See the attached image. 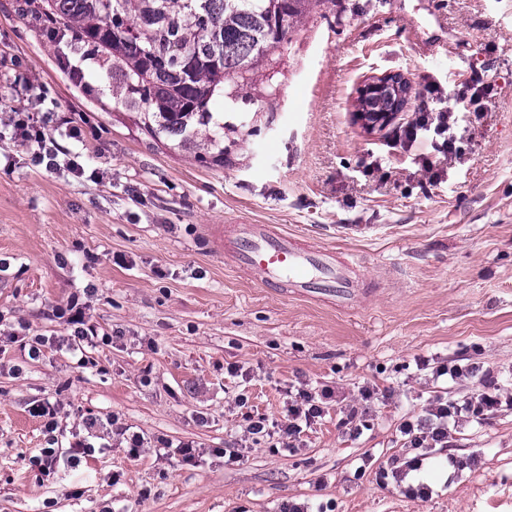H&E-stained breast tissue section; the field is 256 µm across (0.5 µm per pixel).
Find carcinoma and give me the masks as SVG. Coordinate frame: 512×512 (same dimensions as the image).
Masks as SVG:
<instances>
[{
    "instance_id": "carcinoma-1",
    "label": "carcinoma",
    "mask_w": 512,
    "mask_h": 512,
    "mask_svg": "<svg viewBox=\"0 0 512 512\" xmlns=\"http://www.w3.org/2000/svg\"><path fill=\"white\" fill-rule=\"evenodd\" d=\"M36 28L69 47L89 46L112 84V100L154 138L177 141L200 162L224 163L218 93L232 100L291 42L299 23L328 0H26ZM138 33H130V27ZM230 85V92H224ZM369 111L401 108L365 98Z\"/></svg>"
}]
</instances>
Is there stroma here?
<instances>
[{
	"label": "stroma",
	"mask_w": 512,
	"mask_h": 512,
	"mask_svg": "<svg viewBox=\"0 0 512 512\" xmlns=\"http://www.w3.org/2000/svg\"><path fill=\"white\" fill-rule=\"evenodd\" d=\"M273 68L232 110L213 99L237 128L223 165L203 164L114 106L97 58L60 57L19 0H0V512H512V408L460 424L452 452L475 463L447 485L425 469L428 500L377 476L404 453L403 420L480 387L433 378L416 358L472 351L512 390V0H330ZM476 70L495 102L456 109L462 155L429 182L426 143L406 151L396 135L436 108L427 83L450 90ZM384 73L406 77L411 97L368 131L358 91ZM16 111L43 117L57 169L31 165ZM68 118L82 141L61 130ZM234 223L354 258L352 301L251 282L214 241ZM74 296L100 333L80 359L52 343L65 333L52 311ZM27 334L51 339L39 359ZM298 380L334 391L304 448L245 438L246 414L281 418ZM366 384L392 397L354 438L337 422ZM42 401L59 406L63 461L48 476L26 463L47 445L31 414ZM113 415L194 442L195 460L106 435L93 454L75 448L87 420Z\"/></svg>",
	"instance_id": "35a3bbf8"
}]
</instances>
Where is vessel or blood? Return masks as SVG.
I'll return each instance as SVG.
<instances>
[{
  "mask_svg": "<svg viewBox=\"0 0 512 512\" xmlns=\"http://www.w3.org/2000/svg\"><path fill=\"white\" fill-rule=\"evenodd\" d=\"M220 245L240 271L267 288L285 281L300 293L329 288L346 300L358 286L354 261L337 260L326 249L306 248L299 239L272 232L264 224L222 236Z\"/></svg>",
  "mask_w": 512,
  "mask_h": 512,
  "instance_id": "obj_1",
  "label": "vessel or blood"
}]
</instances>
